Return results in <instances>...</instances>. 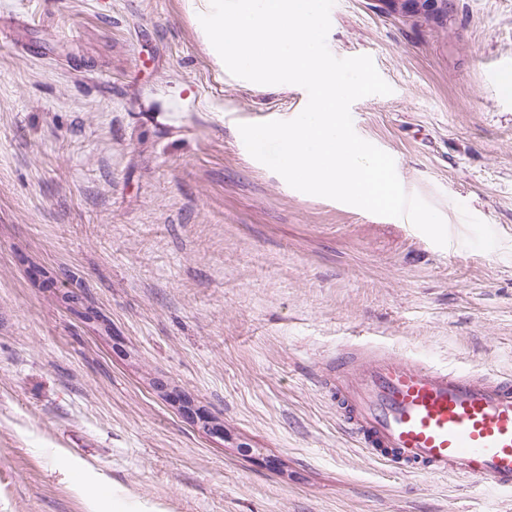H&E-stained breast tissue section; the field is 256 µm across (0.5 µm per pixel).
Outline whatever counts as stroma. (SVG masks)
I'll return each instance as SVG.
<instances>
[{
	"label": "stroma",
	"instance_id": "obj_1",
	"mask_svg": "<svg viewBox=\"0 0 512 512\" xmlns=\"http://www.w3.org/2000/svg\"><path fill=\"white\" fill-rule=\"evenodd\" d=\"M330 20L447 246L254 159L239 124L308 94L220 69L187 0H0V512H512L373 459L319 385L364 344L512 374V0Z\"/></svg>",
	"mask_w": 512,
	"mask_h": 512
}]
</instances>
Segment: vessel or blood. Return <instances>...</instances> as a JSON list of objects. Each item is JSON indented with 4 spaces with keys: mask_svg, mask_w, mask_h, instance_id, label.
Segmentation results:
<instances>
[{
    "mask_svg": "<svg viewBox=\"0 0 512 512\" xmlns=\"http://www.w3.org/2000/svg\"><path fill=\"white\" fill-rule=\"evenodd\" d=\"M347 433L401 472L512 493V375L451 370L382 345L338 351L321 380Z\"/></svg>",
    "mask_w": 512,
    "mask_h": 512,
    "instance_id": "obj_1",
    "label": "vessel or blood"
}]
</instances>
